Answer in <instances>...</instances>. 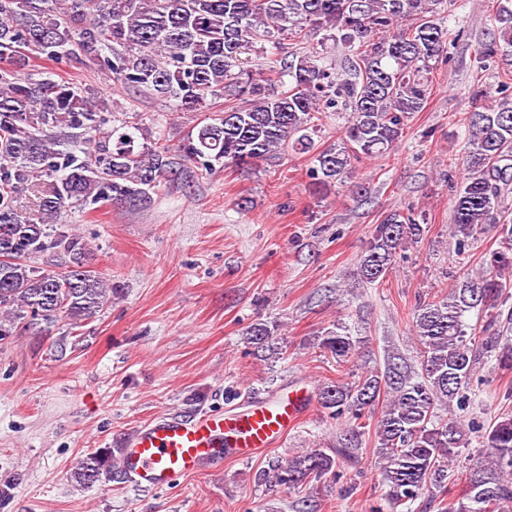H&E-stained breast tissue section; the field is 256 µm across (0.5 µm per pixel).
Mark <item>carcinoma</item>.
Returning a JSON list of instances; mask_svg holds the SVG:
<instances>
[{"instance_id": "cac0c4a2", "label": "carcinoma", "mask_w": 512, "mask_h": 512, "mask_svg": "<svg viewBox=\"0 0 512 512\" xmlns=\"http://www.w3.org/2000/svg\"><path fill=\"white\" fill-rule=\"evenodd\" d=\"M446 0H0V337L16 324L41 331L68 318L95 317L113 292L94 270L88 244L62 222L78 204L138 206L162 187L189 185L215 165L252 170L289 153L311 155L321 190L341 185L355 164L397 147L410 115L425 109L434 72L453 61L462 32L445 25ZM493 36L476 53L495 63L499 81L476 84L464 136L465 175L454 189L458 250L487 224L499 247L448 296L413 315L418 368L387 364L351 382L324 384L320 406L346 417L339 448H308L281 460L265 479L289 489L336 477L339 457L361 446L366 416L374 427L390 512L441 505L460 475L465 490L443 512H512V414L487 424L461 423L474 403L473 382L490 364L512 373V0H493ZM312 49L284 52L286 42ZM254 51L261 67H247ZM74 65L94 63L115 85L172 101L183 113L208 112L173 149L143 124L116 118L117 103L88 85L25 75L30 55ZM218 99L224 108L210 111ZM346 115L335 143L314 136L320 116ZM424 232L413 213L391 210L373 230L359 261L361 281L386 279L396 256ZM45 253L60 271L34 265ZM476 312L477 322H467ZM258 352H274L265 323L247 332ZM360 337L338 322L317 347L336 364L357 352ZM113 448L78 464L74 478L92 485L121 479Z\"/></svg>"}]
</instances>
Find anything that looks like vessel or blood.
I'll use <instances>...</instances> for the list:
<instances>
[{
  "label": "vessel or blood",
  "instance_id": "1",
  "mask_svg": "<svg viewBox=\"0 0 512 512\" xmlns=\"http://www.w3.org/2000/svg\"><path fill=\"white\" fill-rule=\"evenodd\" d=\"M312 403L309 388L293 386L240 412L162 415L123 435L121 471L136 486L155 490L228 458H254L282 444Z\"/></svg>",
  "mask_w": 512,
  "mask_h": 512
}]
</instances>
